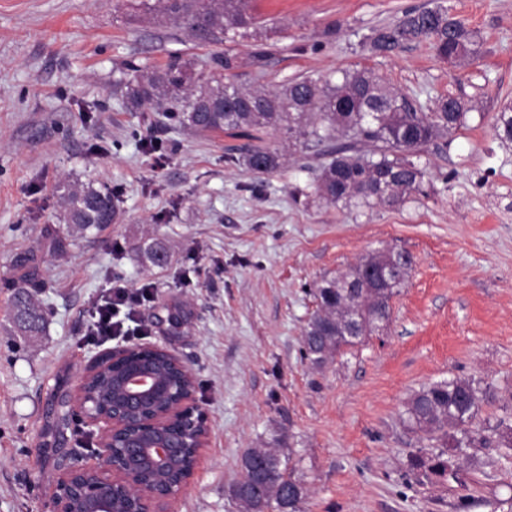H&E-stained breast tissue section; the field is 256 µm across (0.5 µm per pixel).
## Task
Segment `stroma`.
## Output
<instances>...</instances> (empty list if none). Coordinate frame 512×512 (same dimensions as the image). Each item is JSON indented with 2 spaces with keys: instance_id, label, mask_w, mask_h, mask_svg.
<instances>
[{
  "instance_id": "35a3bbf8",
  "label": "stroma",
  "mask_w": 512,
  "mask_h": 512,
  "mask_svg": "<svg viewBox=\"0 0 512 512\" xmlns=\"http://www.w3.org/2000/svg\"><path fill=\"white\" fill-rule=\"evenodd\" d=\"M478 35L484 53L448 64L424 43L375 56L361 41L406 9L436 4ZM279 29L268 40L208 43L135 0H0V512H45L61 466L93 463L97 430L69 416L83 369L120 344L159 346L191 366L208 442L173 512H238L231 488L247 449L283 436L310 489L301 512H500L512 499V452L497 437L448 446L455 479L416 467L424 433L405 408L423 386L460 378L491 393L473 420L512 424V143L493 131L512 105V0H257ZM245 88L368 68L413 103L462 100L465 127L419 162L427 195L355 209L312 197L324 145L289 149L272 128L206 136L127 111L112 85L127 61L173 57ZM165 157L155 166L148 143ZM286 150L281 171L257 175L242 147ZM106 184L118 218L55 252L63 181ZM159 239L170 262L143 250ZM414 264L382 334L315 367L302 354L312 284L389 246ZM40 285L41 330H20L22 275ZM148 295L125 336L89 334L113 285ZM187 321L169 328L166 307Z\"/></svg>"
}]
</instances>
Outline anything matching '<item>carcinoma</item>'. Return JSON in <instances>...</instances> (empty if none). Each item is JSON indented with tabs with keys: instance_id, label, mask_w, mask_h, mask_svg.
<instances>
[{
	"instance_id": "carcinoma-1",
	"label": "carcinoma",
	"mask_w": 512,
	"mask_h": 512,
	"mask_svg": "<svg viewBox=\"0 0 512 512\" xmlns=\"http://www.w3.org/2000/svg\"><path fill=\"white\" fill-rule=\"evenodd\" d=\"M151 17L165 16L182 22L207 42L233 41L275 27L257 15L251 0H141ZM427 41L450 63L472 61L483 54L477 34L448 13L441 5L422 10L408 9L389 26L366 38L377 55H389L410 42ZM235 67L229 54L214 58L212 73L201 76L187 61L175 59L164 67L126 65L118 80L126 107L132 112L155 109L199 134L218 133L242 127H274L295 145L308 141L330 143L337 131H354L356 138L377 144L370 155L353 151L350 144L331 146L313 185V194L330 205L345 207H396L415 195H427L426 170L412 160L423 147L466 125L467 108L458 99L442 98L430 112L420 111L400 91L365 69L343 70L335 80L304 77L292 79L275 89L242 88L224 78ZM494 129L500 139L512 141V107L495 116ZM246 168L269 175L283 165L276 147L250 146L242 149ZM63 221L67 236L53 241L62 250L68 239L101 230L116 218L114 194L93 184H63ZM384 261L393 269L387 288H377L368 279L366 267ZM413 266L405 250L390 255L362 258L337 276L316 282L312 294L316 309L302 334V353L320 366L342 348L361 343L378 334L390 319V300L398 293ZM28 319L27 328H40L41 314L27 298L16 306V319ZM164 378L177 383L180 373L165 355L153 358ZM489 399L487 392L470 380L450 379L429 384L415 392L406 404L407 420L430 435L460 434L456 447L469 448L486 437L471 428L475 410ZM277 438L273 445L250 448L241 458V477L232 486L239 512L249 505L259 512H300L309 496L306 483L293 476L292 457L285 455ZM418 465L444 477L448 463L439 454L419 449Z\"/></svg>"
}]
</instances>
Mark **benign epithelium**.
I'll use <instances>...</instances> for the list:
<instances>
[{
  "label": "benign epithelium",
  "mask_w": 512,
  "mask_h": 512,
  "mask_svg": "<svg viewBox=\"0 0 512 512\" xmlns=\"http://www.w3.org/2000/svg\"><path fill=\"white\" fill-rule=\"evenodd\" d=\"M144 347L121 345L98 355L83 371L68 400L85 423L97 427L98 462L59 470L49 512H168V505L189 483L199 449L206 444L207 419L189 389L164 408L158 402L175 396L149 363ZM122 367L121 394L113 397L89 388L91 379Z\"/></svg>",
  "instance_id": "1"
}]
</instances>
